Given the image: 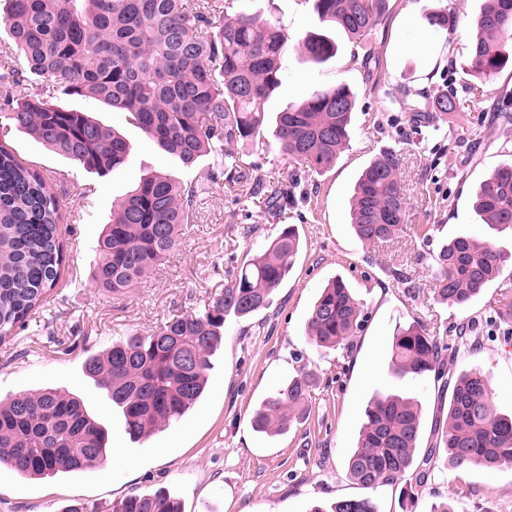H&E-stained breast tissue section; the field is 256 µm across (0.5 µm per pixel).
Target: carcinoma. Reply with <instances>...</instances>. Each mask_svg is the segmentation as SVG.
Here are the masks:
<instances>
[{
  "label": "carcinoma",
  "instance_id": "obj_1",
  "mask_svg": "<svg viewBox=\"0 0 512 512\" xmlns=\"http://www.w3.org/2000/svg\"><path fill=\"white\" fill-rule=\"evenodd\" d=\"M224 0H10L3 20L9 48L21 56L36 91L19 74L0 73V125L25 130L50 150L89 173L104 176L127 160L130 145L89 113L66 109L56 94L91 98L126 114L127 121L190 168L207 155L213 167L195 182L155 173L138 183L104 225L92 287L123 295L147 281L177 247L202 194L224 179L256 193L250 167L227 149L261 144L264 105L281 84V58L290 36L280 22L247 10L232 15ZM320 23L362 43L382 24L390 0H313ZM429 25L453 39L457 17L447 10L426 15ZM466 74L489 79L512 58V0H484L471 19ZM302 58L322 64L338 46L322 33L296 45ZM458 100L436 95L434 120ZM356 96L338 84L313 90L278 113L274 145L288 160L316 170L335 166L350 141ZM402 154L385 147L356 181L350 224L359 241L373 245L403 231L406 202L399 174ZM266 210L284 214V194H265ZM474 208L482 223L512 233V162L484 179ZM62 212L41 172L0 144V344L10 342L44 308L65 270L59 235ZM301 247L291 225L261 246L204 310L174 315L148 336H130L85 359V371L120 408L125 429L137 439L183 416L201 397L210 358L220 348L229 315L268 308ZM437 300L464 308L497 279L501 253L490 240L460 235L435 258ZM363 318V305L340 278L315 300L306 335L320 349L348 344ZM450 345L421 322L398 327L388 370L397 377L444 369ZM491 378L480 368L460 372L452 385L438 447L450 467L489 472L512 467V415L493 405ZM310 381L294 377L254 411L251 424L268 436L307 418ZM422 411L413 397L380 393L365 409L349 477L366 489L401 482L410 470L433 461L436 449L416 460ZM108 432L69 392L51 389L0 401V464L26 478L79 472L109 458ZM112 512H181L169 493L131 494ZM310 512H379L367 496L339 499Z\"/></svg>",
  "mask_w": 512,
  "mask_h": 512
}]
</instances>
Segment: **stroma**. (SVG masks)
<instances>
[{
	"instance_id": "obj_1",
	"label": "stroma",
	"mask_w": 512,
	"mask_h": 512,
	"mask_svg": "<svg viewBox=\"0 0 512 512\" xmlns=\"http://www.w3.org/2000/svg\"><path fill=\"white\" fill-rule=\"evenodd\" d=\"M480 6L481 0H391L385 24L358 45L324 29L311 0H231L230 11L273 17L293 37L323 30L336 39V57L321 65L287 49L282 83L265 109L272 119L310 90L348 85L357 95L351 142L336 165L320 173L269 146L234 145L261 186L286 190L287 220L266 213L261 196L221 184L199 202L194 223L184 226L164 264L120 298L89 282L113 202L149 173L167 172L185 182L198 178L211 158L183 167L128 124L125 113L83 98L64 97L60 103L92 113L132 145L126 164L107 176L86 173L25 131H9L5 140L17 158L43 171L60 201L68 250L44 319L0 345V397L52 388L77 394L108 427L112 457L80 473L43 479L0 465V512H62L75 501L85 512H111L113 503L130 494L160 489L180 502L182 512H311L367 495L379 512H436L444 503L455 512H512V468L456 471L439 460L410 500L396 486L362 488L347 473L373 394L418 399L420 450L435 446L436 430L446 419L449 393L437 372L416 378L387 372L398 326L417 320L440 336L467 327L471 340L448 350V370L481 368L492 379L497 411L512 413V312L506 309L512 302V235L480 224L473 209L479 184L506 159L502 144L512 128L504 129L492 109L500 96L512 95V67L481 85L485 112L469 109L470 94L460 79L469 30L449 46L424 20L428 11L446 8L465 23ZM370 54L375 60L369 64ZM445 88L457 95L459 109L434 125L416 124L412 104L430 111L433 95ZM385 146L402 152L408 220L391 241L368 246L352 233L349 201L361 170ZM80 186L86 195L77 194ZM287 223L297 228L302 247L272 305L246 318H228L202 400L180 419L132 441L121 413L86 376V357L130 335H149L171 316L203 310ZM459 235L492 240L505 257L500 276L463 309L433 296L435 259ZM338 276L363 302L364 321L346 348L322 350L308 339L305 325L320 289ZM305 373L314 382L307 420L272 438L255 432L251 418L259 403Z\"/></svg>"
}]
</instances>
